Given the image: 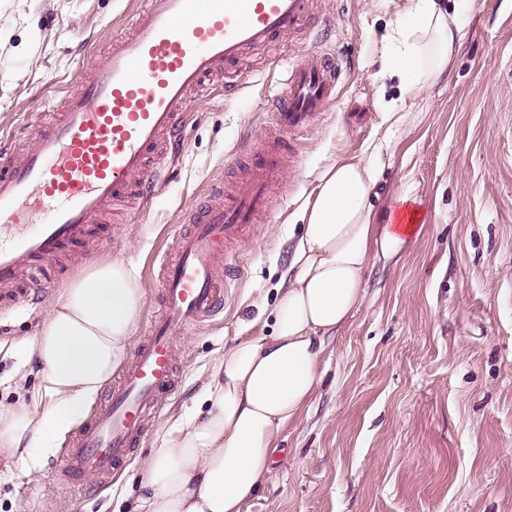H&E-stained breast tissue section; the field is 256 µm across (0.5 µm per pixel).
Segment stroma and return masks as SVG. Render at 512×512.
<instances>
[{"label": "stroma", "mask_w": 512, "mask_h": 512, "mask_svg": "<svg viewBox=\"0 0 512 512\" xmlns=\"http://www.w3.org/2000/svg\"><path fill=\"white\" fill-rule=\"evenodd\" d=\"M136 0H0V136L31 145L35 123L74 90L71 76L102 61ZM409 0H320L307 29L257 55L238 94L216 90L187 113L181 155L136 218L96 224L103 254L137 264L145 304L134 340L159 308L160 257L171 254L186 210L244 139L277 141L291 163L270 210L234 246L243 275L224 311L186 335L180 381L133 459L111 481L88 477L80 495L61 480L63 457L41 482L0 483V512H114L153 445L160 419L187 399L216 352L272 308L293 216L339 157L376 161L372 203L386 220L408 195L421 227L391 254L376 252L362 299L326 337L322 376L282 434L268 483L247 512H512V0H477L448 75L405 91L384 60ZM339 56L340 93L301 141L276 135L265 113L279 90L273 61L315 48ZM400 113L388 120L387 111ZM92 258L76 254L29 271L24 285L52 280L40 302L0 316V377L6 350L30 334L46 303Z\"/></svg>", "instance_id": "35a3bbf8"}]
</instances>
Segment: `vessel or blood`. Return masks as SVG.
Instances as JSON below:
<instances>
[{
	"instance_id": "b4317fda",
	"label": "vessel or blood",
	"mask_w": 512,
	"mask_h": 512,
	"mask_svg": "<svg viewBox=\"0 0 512 512\" xmlns=\"http://www.w3.org/2000/svg\"><path fill=\"white\" fill-rule=\"evenodd\" d=\"M314 0H142L102 63L80 73L31 149L0 146V310L28 303L23 270L78 246L93 255L91 226L114 205L147 200L178 157L184 115L232 75L251 50L302 31ZM342 66L317 49L281 69L271 113L276 131L303 136L336 97ZM232 190L214 187L206 209L163 263L161 308L119 381L67 450L63 481H106L130 458L178 384L181 342L224 308L241 271L229 246L249 236L284 181L283 154L246 146Z\"/></svg>"
}]
</instances>
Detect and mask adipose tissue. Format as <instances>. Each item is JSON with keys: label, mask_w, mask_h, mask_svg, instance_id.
<instances>
[{"label": "adipose tissue", "mask_w": 512, "mask_h": 512, "mask_svg": "<svg viewBox=\"0 0 512 512\" xmlns=\"http://www.w3.org/2000/svg\"><path fill=\"white\" fill-rule=\"evenodd\" d=\"M410 0L398 22L388 69L407 88L446 74L463 40L462 18L476 0ZM378 168L341 158L329 166L298 213L302 234L277 290L271 334L242 337L218 354L189 404L157 430L142 465L133 512H246L272 471L283 429L321 379L323 338L358 304L374 249L394 250L415 230L407 198L376 223L371 193ZM145 293L130 261L99 259L52 301L34 332L14 340L0 401V480L39 481L45 465L84 421L124 364Z\"/></svg>", "instance_id": "1"}]
</instances>
